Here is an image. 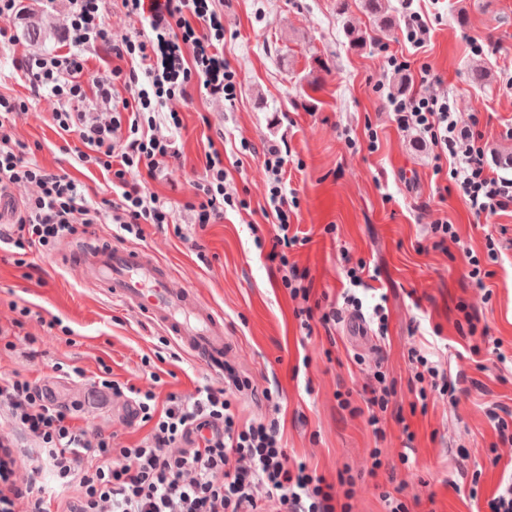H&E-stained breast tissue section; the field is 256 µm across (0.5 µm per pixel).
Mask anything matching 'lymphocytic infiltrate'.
I'll list each match as a JSON object with an SVG mask.
<instances>
[{
	"label": "lymphocytic infiltrate",
	"instance_id": "lymphocytic-infiltrate-1",
	"mask_svg": "<svg viewBox=\"0 0 512 512\" xmlns=\"http://www.w3.org/2000/svg\"><path fill=\"white\" fill-rule=\"evenodd\" d=\"M66 10L68 49L27 57L19 65L39 89L60 102L53 121L60 136L78 134L84 148L80 165L111 174L113 196L88 198L82 185L66 174L47 171L27 147L11 134L12 117L21 103L0 94V204L10 214L0 242L28 251L48 247L88 233L95 225L111 224L124 241L144 238L148 224L174 222L167 198L150 191L171 161L179 159L175 135L182 127L179 113L166 110L167 100L188 96L198 88L209 97L235 102L237 72L224 56L223 0H121L127 15L147 18V28L135 35L114 38L105 22L103 0H46ZM100 48L112 57L110 82L89 81L88 49ZM129 90L128 98L104 121L87 120L76 104L90 96L111 97L115 87ZM386 103L399 128L417 129L435 149V191L446 198L456 190L478 216L491 217L512 210V177L488 164V143L479 118L458 117L449 99L421 95L416 89L387 93ZM243 157L258 160L267 175L262 213L277 228L271 244L255 237L256 247H268L270 261L286 266L282 284L291 298L308 301L312 286L307 271L290 264L288 255L306 245L295 222L300 200L286 187V152L279 145L256 147L242 142ZM203 176L184 204L196 224L206 227L223 219L226 211L249 209L247 198L228 191L229 168L215 145L204 151ZM35 186L33 195L15 198L13 188ZM348 281L341 297L347 307L363 314L378 339L389 332L386 294L364 306L360 291L377 275L359 262L345 271ZM416 366L415 400L428 408L431 395L453 398L455 384L434 353L411 349ZM147 387L124 386L110 375L96 386L129 395L132 417L148 426L136 445L125 446L116 435H89L81 425L78 405L50 401L36 380L16 375L0 378V405L8 410L0 427V512H353L355 478L340 471L329 482L306 461L289 459L278 418L245 417L233 388L206 386L185 397L169 393L159 398L151 373ZM365 389L366 422L377 440L385 438L386 414L397 395L384 372ZM23 432L38 447L31 469L33 479L19 485L15 476L13 433Z\"/></svg>",
	"mask_w": 512,
	"mask_h": 512
}]
</instances>
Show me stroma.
I'll return each instance as SVG.
<instances>
[{
    "label": "stroma",
    "instance_id": "1",
    "mask_svg": "<svg viewBox=\"0 0 512 512\" xmlns=\"http://www.w3.org/2000/svg\"><path fill=\"white\" fill-rule=\"evenodd\" d=\"M35 9L54 40L33 45L24 38L25 21L11 19L14 45L0 48V94L25 100L15 116L12 134L33 147L38 163L66 173L94 200L108 198L112 188L100 171L78 163L76 136L60 137L53 113L55 97L33 92L18 68L20 58L63 46L66 14L45 8L43 0H23ZM431 21V39L415 49L403 40L404 27L380 31L349 0V11L336 13V0H224V55L238 72L235 104L208 98L191 88L189 99L170 101L183 127L176 136L181 156L151 190L178 202L177 224L187 240L172 230L145 225L142 245L172 265L186 285L197 288L224 315V334L234 363L251 385L242 396L255 416L272 412L263 390L278 393L283 442L289 455L305 459L328 480L344 466H362L375 446H383L385 465L377 476L356 487L354 512H384L381 492L408 502L410 512H486V497L503 479L493 465L491 446L498 436L486 415L488 403L512 409V212L475 216L457 192L439 201L432 176L433 149L413 130H398L378 85L396 90L399 73L389 67L386 51L404 53L412 62L408 76L418 79L420 63L432 70L427 93L448 96L461 118L477 116L489 143L491 164L512 153V93L502 88L512 71V0H420ZM368 34L363 48L352 47L347 26ZM482 67L488 81L477 87L470 70ZM376 130L377 150L368 132ZM224 143L235 156L241 141L255 145L286 143L291 155L287 186L300 199L298 222L310 242L288 255L308 269L315 295L335 296L342 288L346 261L370 262L380 273L390 310V340L383 369L397 386V401L409 406L415 370L410 347L435 348L458 380L455 402H440L427 414L406 415L390 423L387 437L376 442L364 418L339 408L337 389L362 393L372 383L376 340L350 310H342L332 331L315 325L304 338L282 273L253 244L254 232L272 240L275 228L261 211L265 173L257 161L245 160L234 173V188H247L250 210L227 212L224 219L198 230L192 212L181 204L193 192L202 171L207 140ZM448 219L460 238L450 253L432 249L429 226ZM335 234H326V225ZM499 237L502 257L487 284L493 294L483 300L469 278V258H485L486 235ZM63 246L29 253L20 265L9 245L0 246V328L16 329L15 348L0 343V377L16 373L44 379L62 404H81L90 432L118 433L130 444L144 429L128 425L116 398L91 392V378L103 368L112 377L142 387V363L160 347L163 331L84 285L69 265ZM471 303L501 343L500 355L471 360L469 338L457 323L459 301ZM30 305L40 318H20L13 304ZM20 327H13V320ZM56 327H49V320ZM438 327L439 336L423 334ZM83 370V377L63 378L56 363ZM160 393L194 394L197 387L220 380L190 355L155 364ZM413 439H406L403 427ZM408 464H401V454ZM480 487L481 503L468 497L471 483Z\"/></svg>",
    "mask_w": 512,
    "mask_h": 512
}]
</instances>
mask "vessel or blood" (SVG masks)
Here are the masks:
<instances>
[{"instance_id": "obj_1", "label": "vessel or blood", "mask_w": 512, "mask_h": 512, "mask_svg": "<svg viewBox=\"0 0 512 512\" xmlns=\"http://www.w3.org/2000/svg\"><path fill=\"white\" fill-rule=\"evenodd\" d=\"M73 269L82 283L103 288L128 309L147 316L178 346L215 374L224 372V317L196 289L146 249L84 242Z\"/></svg>"}]
</instances>
